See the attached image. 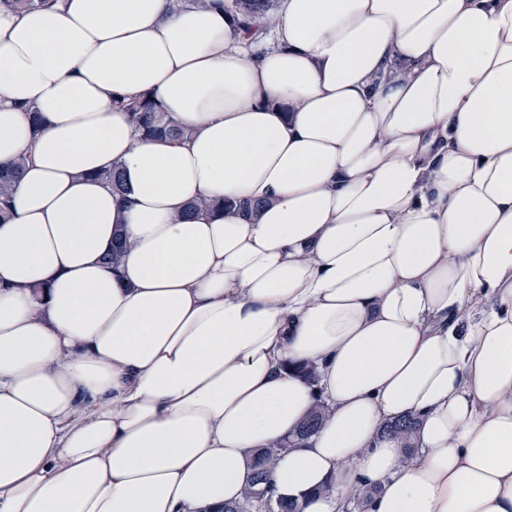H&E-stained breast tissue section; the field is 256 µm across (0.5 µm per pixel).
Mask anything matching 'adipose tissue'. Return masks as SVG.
Instances as JSON below:
<instances>
[{
	"instance_id": "1",
	"label": "adipose tissue",
	"mask_w": 512,
	"mask_h": 512,
	"mask_svg": "<svg viewBox=\"0 0 512 512\" xmlns=\"http://www.w3.org/2000/svg\"><path fill=\"white\" fill-rule=\"evenodd\" d=\"M270 35L0 5V512H222L319 403L276 498L512 512V0H280ZM142 95L192 136L136 135ZM324 419V409L322 407L314 408L307 419L302 423L299 429L291 437L279 442L274 448L269 449L259 456L256 462V472L254 482L267 483L268 482V466L278 452L289 448L291 444L297 441H304L311 437ZM419 426V418L413 415H408L402 420H398L385 425L384 430L391 435L399 437L407 447L408 452L412 453L416 448H413V436Z\"/></svg>"
}]
</instances>
